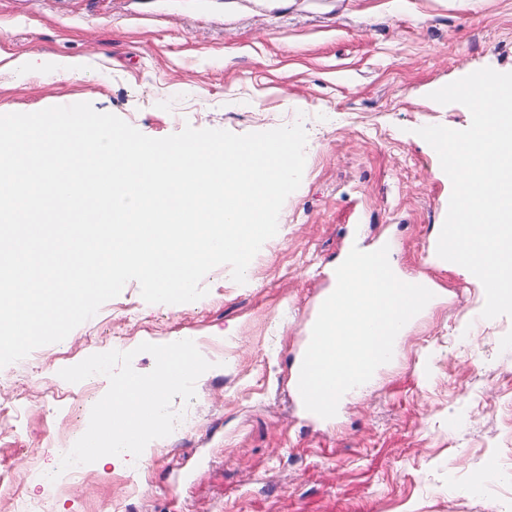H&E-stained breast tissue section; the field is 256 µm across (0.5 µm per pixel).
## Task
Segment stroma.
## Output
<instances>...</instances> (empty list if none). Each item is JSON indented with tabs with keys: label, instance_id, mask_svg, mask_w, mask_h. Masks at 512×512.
Returning <instances> with one entry per match:
<instances>
[{
	"label": "stroma",
	"instance_id": "stroma-1",
	"mask_svg": "<svg viewBox=\"0 0 512 512\" xmlns=\"http://www.w3.org/2000/svg\"><path fill=\"white\" fill-rule=\"evenodd\" d=\"M22 56L81 62V74L18 76ZM489 67L512 72V0H0V113L88 102L152 138L185 126L235 134L303 122L300 187L245 283L208 273L207 294L104 303L62 342L0 368V475L43 512H512V317L431 258L452 192L417 130H463L469 110L437 87ZM359 225L437 300L393 358L337 413L290 397L310 324ZM198 338L212 367L183 423L135 466L104 458L62 473L56 439L79 438L109 380L43 391L62 368L140 343ZM56 480H49V473Z\"/></svg>",
	"mask_w": 512,
	"mask_h": 512
}]
</instances>
